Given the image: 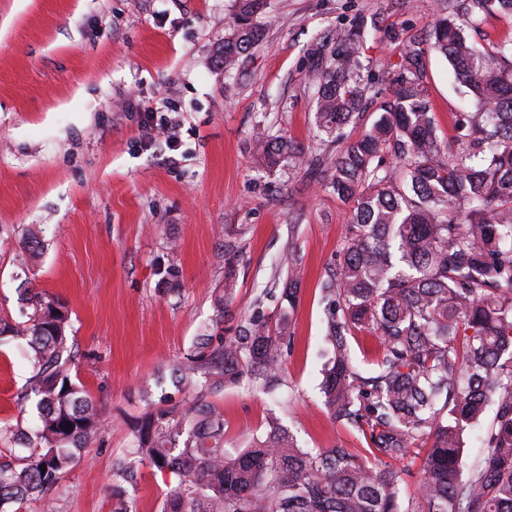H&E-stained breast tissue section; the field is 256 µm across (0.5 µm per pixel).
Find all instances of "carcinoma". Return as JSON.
<instances>
[{"mask_svg":"<svg viewBox=\"0 0 512 512\" xmlns=\"http://www.w3.org/2000/svg\"><path fill=\"white\" fill-rule=\"evenodd\" d=\"M266 8L267 0H236L215 49L226 74L263 39ZM495 10L512 14V0H457L456 17L403 36L391 100L330 163L331 187L355 207L323 288L328 359L320 388L330 418L361 430L374 461L346 448L304 449L274 418L264 435L228 452L224 416L201 394L138 422L134 459L113 465L114 512H132L123 484L135 480L136 460L172 478L161 512H512V40L481 49L460 23ZM360 38L358 28L337 34L343 50L330 58L323 46L312 49L315 126L338 141L366 95L350 52ZM430 51L448 61L477 108L456 116L466 133L454 147L438 136L426 100ZM252 151L268 169L304 157L301 144L259 131ZM389 151L400 169L381 165ZM18 234L24 271L41 238L32 225ZM28 305L24 321L0 318V344L17 343L37 397L32 429L0 420V443L25 437V455L0 457V512H22L32 500L53 512L51 493L89 458L102 424L103 407L72 381L79 358L67 304L35 293ZM287 326L282 320L274 336L257 312L233 336L203 334L172 377L186 388L202 377L210 391L244 379L270 389ZM355 329L381 338L373 377L353 364ZM491 404L481 459L465 478L464 434ZM426 442L420 480L406 498L408 471L395 463Z\"/></svg>","mask_w":512,"mask_h":512,"instance_id":"obj_1","label":"carcinoma"}]
</instances>
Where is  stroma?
<instances>
[{"instance_id":"obj_1","label":"stroma","mask_w":512,"mask_h":512,"mask_svg":"<svg viewBox=\"0 0 512 512\" xmlns=\"http://www.w3.org/2000/svg\"><path fill=\"white\" fill-rule=\"evenodd\" d=\"M267 3L263 41L228 75L214 50L235 0H0V317H18L24 287L65 301L77 380L105 409L89 460L53 493L56 512H111L112 464L148 410L141 386L193 355L202 325L230 336L256 312L273 327L288 321L281 381L272 396L246 383L205 392L229 445L265 433L274 415L304 448L369 453L322 404V288L353 205L329 185L336 146L317 136L309 50L321 43L334 54L337 29L365 23L358 56L371 92L343 130L356 138L392 96L394 33L428 29L446 2ZM424 68L438 133L454 141L455 113L473 105L444 57L429 53ZM152 121L167 125L176 151L145 147ZM259 127L301 143L311 167H257ZM26 224L43 228L44 247L22 277L16 230ZM291 251L302 277L284 312L275 295ZM228 275L234 291L220 310ZM30 375L15 345L0 346V420L18 418ZM170 482L139 465L126 488L134 512H161Z\"/></svg>"}]
</instances>
